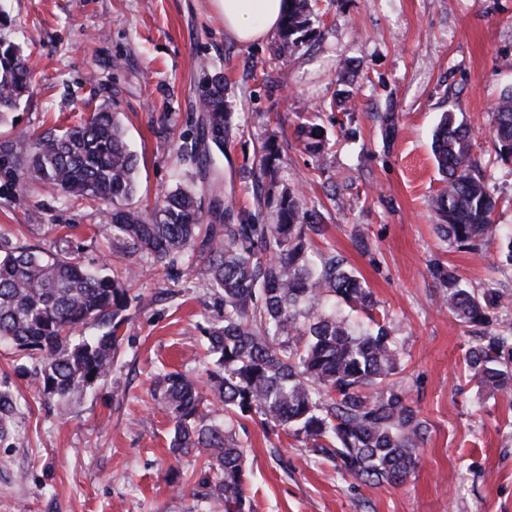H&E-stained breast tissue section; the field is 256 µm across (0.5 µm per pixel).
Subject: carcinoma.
<instances>
[{
  "instance_id": "carcinoma-1",
  "label": "carcinoma",
  "mask_w": 512,
  "mask_h": 512,
  "mask_svg": "<svg viewBox=\"0 0 512 512\" xmlns=\"http://www.w3.org/2000/svg\"><path fill=\"white\" fill-rule=\"evenodd\" d=\"M314 0H291L272 62L292 53L309 30ZM27 57L0 39V114L13 109L29 88ZM224 79H207L202 115L184 151L201 179L214 169L206 151L233 138ZM494 150L512 159V90L492 113ZM305 148L321 162L329 141L313 122L297 125ZM10 169L40 181L65 198L101 200L121 269L92 266L76 249L43 253L0 237V342L30 353V369L42 392L64 404L114 367L122 344L121 325L130 283L144 267L170 279L201 274L224 308L206 332V388L177 370L152 380V397L171 416L169 448L175 459L206 457L215 480L204 497L224 503V512H251L249 474L235 424L256 418L272 433H285L366 484L404 483L419 464L427 422L410 404L408 391L392 377L400 368L387 315L375 313L366 282L334 251H321L313 235L322 213L301 193L279 184L280 147L270 139L251 167L270 224L243 213L224 222L223 202L203 208L195 190L180 185L151 214L126 205L136 192V155L130 151L117 113L101 108L65 129H51L0 144ZM432 151L443 187L431 198L436 232L449 245L480 252L512 231L494 223L498 200L487 176L472 160V141L456 113H444L432 135ZM442 287L439 303L463 326L484 328L503 305L493 287L475 292L442 263L434 265ZM101 328L96 336L75 331ZM487 390L512 389V332H488L464 357ZM224 408V421L207 418V404ZM19 414L9 386L0 388L1 426Z\"/></svg>"
}]
</instances>
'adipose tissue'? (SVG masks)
<instances>
[{"label":"adipose tissue","instance_id":"obj_1","mask_svg":"<svg viewBox=\"0 0 512 512\" xmlns=\"http://www.w3.org/2000/svg\"><path fill=\"white\" fill-rule=\"evenodd\" d=\"M224 17V36L240 46L272 38L279 30L288 0H215Z\"/></svg>","mask_w":512,"mask_h":512}]
</instances>
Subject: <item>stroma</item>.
Segmentation results:
<instances>
[{"label": "stroma", "instance_id": "35a3bbf8", "mask_svg": "<svg viewBox=\"0 0 512 512\" xmlns=\"http://www.w3.org/2000/svg\"><path fill=\"white\" fill-rule=\"evenodd\" d=\"M0 11V37L30 53L33 69L0 121V143L109 108L138 156L130 204L150 213L176 185L194 184L183 144L196 133L206 78L221 75L236 134L214 185L195 184L202 204L218 195L232 213L257 210L249 169L276 138L282 181L322 204L325 244L391 317L400 378L428 426L415 472L398 486L365 485L244 420L252 512H512V390L486 392L467 370L470 334L437 306L430 274L440 262L467 287L492 280L512 297V265L498 242L479 255L449 247L429 204L441 186L433 130L453 110L471 130L474 160L491 166L495 223L512 226V160L495 159L490 132L492 106L512 87V0H316L309 31L276 67L277 39H225L212 0H0ZM307 112L334 142L321 164L296 132ZM385 112L396 115L390 139L375 119ZM20 192L25 205H9ZM103 222L98 204L0 173V235L102 260L115 252ZM130 296L117 366L67 412L19 372L23 353L0 347V384L22 405L0 438V512H224L200 498L193 458L174 461L170 417L150 395L161 368L205 379L212 289L200 275L173 283L148 271ZM174 465L186 475L178 487Z\"/></svg>", "mask_w": 512, "mask_h": 512}]
</instances>
